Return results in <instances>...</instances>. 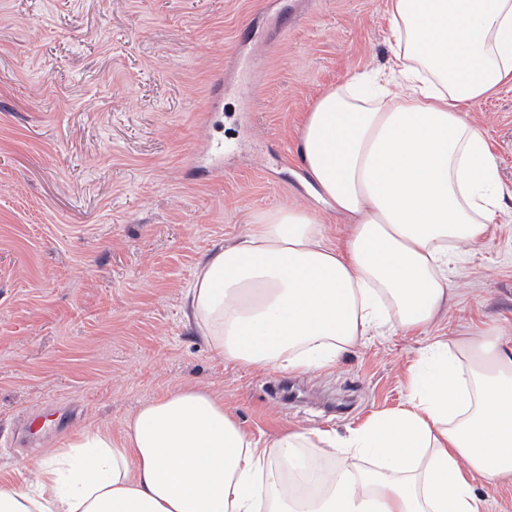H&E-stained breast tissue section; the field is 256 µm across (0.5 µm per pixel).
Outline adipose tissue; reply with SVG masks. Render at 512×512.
Listing matches in <instances>:
<instances>
[{"label":"adipose tissue","mask_w":512,"mask_h":512,"mask_svg":"<svg viewBox=\"0 0 512 512\" xmlns=\"http://www.w3.org/2000/svg\"><path fill=\"white\" fill-rule=\"evenodd\" d=\"M391 58L326 89L299 132L304 169L347 217L332 243L305 208L259 215L199 265L189 314L225 362L333 367L391 327L426 333L450 264L485 240L505 187L468 112L512 84V0H387ZM408 397L360 425L247 434L213 392L152 399L120 434L61 438L0 512H482L473 484L512 481V334L428 336ZM318 449L328 468L305 461Z\"/></svg>","instance_id":"adipose-tissue-1"}]
</instances>
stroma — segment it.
Returning a JSON list of instances; mask_svg holds the SVG:
<instances>
[{"label":"stroma","mask_w":512,"mask_h":512,"mask_svg":"<svg viewBox=\"0 0 512 512\" xmlns=\"http://www.w3.org/2000/svg\"><path fill=\"white\" fill-rule=\"evenodd\" d=\"M385 5L0 0V483L187 386L264 439L342 432L405 402L422 336L395 329L335 368L286 373L224 363L185 307L198 264L254 215L306 207L344 237L297 129L322 91L386 64ZM241 53L254 69L226 76ZM472 116L512 190V85ZM451 280L431 335L512 328L511 198Z\"/></svg>","instance_id":"35a3bbf8"}]
</instances>
